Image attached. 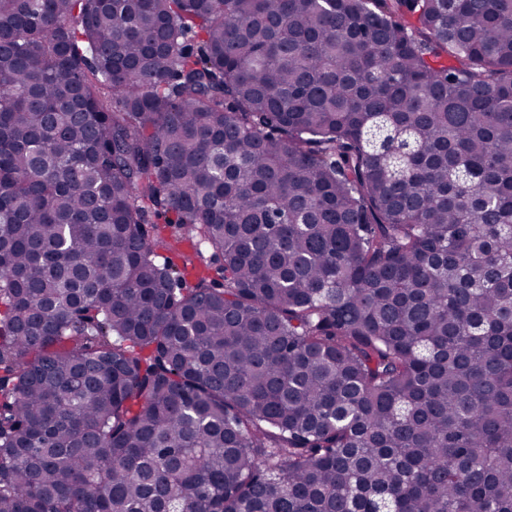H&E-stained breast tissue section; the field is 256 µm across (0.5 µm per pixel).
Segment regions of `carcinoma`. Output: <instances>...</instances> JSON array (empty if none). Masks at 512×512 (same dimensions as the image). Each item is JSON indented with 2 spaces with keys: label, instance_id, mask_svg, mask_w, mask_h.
Returning a JSON list of instances; mask_svg holds the SVG:
<instances>
[{
  "label": "carcinoma",
  "instance_id": "obj_1",
  "mask_svg": "<svg viewBox=\"0 0 512 512\" xmlns=\"http://www.w3.org/2000/svg\"><path fill=\"white\" fill-rule=\"evenodd\" d=\"M0 512H512V0H0Z\"/></svg>",
  "mask_w": 512,
  "mask_h": 512
}]
</instances>
